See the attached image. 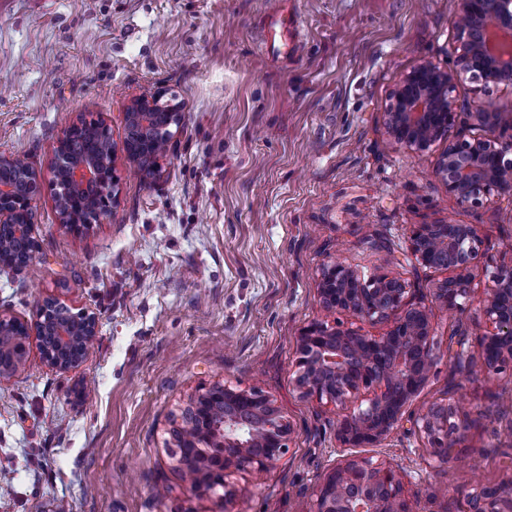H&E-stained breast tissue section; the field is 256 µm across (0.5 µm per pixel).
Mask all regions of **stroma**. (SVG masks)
Returning <instances> with one entry per match:
<instances>
[{
    "label": "stroma",
    "instance_id": "obj_1",
    "mask_svg": "<svg viewBox=\"0 0 512 512\" xmlns=\"http://www.w3.org/2000/svg\"><path fill=\"white\" fill-rule=\"evenodd\" d=\"M456 0H6L0 7V154L42 174L38 253L0 272V313L32 318L54 299L94 313L84 363L58 372L31 347L0 381V512H309L310 492L342 456L337 415L300 396V329L321 311L329 260L387 274L424 301L444 278L415 264V224L477 225L482 259L464 313L435 310L437 371L413 404L461 401L462 436L446 464L401 425L360 454L399 472L418 512H468L485 485L512 483V411L494 420L500 380L454 371L456 342L486 328L481 300L512 264V203L471 207L436 177L442 144L395 146L385 112L423 61L452 68ZM292 13L297 50L265 32ZM165 89L184 106L161 172L140 179L124 155L111 215L79 235L61 226L51 147L77 118L104 120L114 144L129 101ZM462 119L512 109L511 86L460 78ZM270 394L295 433L269 471H237L231 504L186 490L170 431L214 383ZM442 486L428 499V486Z\"/></svg>",
    "mask_w": 512,
    "mask_h": 512
}]
</instances>
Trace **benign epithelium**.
Wrapping results in <instances>:
<instances>
[{
  "mask_svg": "<svg viewBox=\"0 0 512 512\" xmlns=\"http://www.w3.org/2000/svg\"><path fill=\"white\" fill-rule=\"evenodd\" d=\"M452 27L461 44L457 68L442 70L430 62L406 73L394 90L386 112L393 142L425 152L447 137L454 124L451 93L460 75L468 74L483 85H512V0H458ZM165 127H180L183 105L165 99L160 90L133 97L125 111L122 150L144 178L160 171L152 150L159 117ZM473 126L485 131L468 139L448 142L442 152L437 178L448 195L462 205L482 206L495 198L512 197V139L499 141L486 132L505 123L504 111L472 112ZM83 119L73 122L53 145L50 167L56 186L54 197L59 222L80 234L117 206L119 191L112 170L115 146L93 149L70 157L66 143ZM41 173L32 168L24 177L30 192L21 194L0 183V224H13L16 234L39 243L34 236L32 207ZM481 239L473 224H415L410 254L420 266L444 269L448 276L431 288V305L407 300V288L385 274L363 279L341 261L321 265L317 274L320 307L329 314L384 323L379 336L345 328L338 320L314 319L297 338L295 384L301 397L331 405L341 416L337 435L344 448H379L406 421L427 440L432 455L448 462V449L459 434L457 402L433 404L427 412L410 410L414 398L433 374L437 363L433 336V307L462 313L470 300ZM482 310L488 327L476 336L481 357L458 342L455 364L459 370H480L498 376L512 368V266L492 275ZM93 313L45 301L33 320L0 314V380L9 378L28 362L32 341L49 338L53 353L42 361L59 372L77 369L98 337ZM191 419L175 429L178 463L193 471L186 482L194 494L224 490L228 504L237 497L231 473L246 469L268 470L279 461L292 439L294 426L276 401L259 388L215 384L194 397L188 406ZM472 512H512V497L485 487L471 497ZM310 512H416L403 477L381 461L351 456L336 464L314 486Z\"/></svg>",
  "mask_w": 512,
  "mask_h": 512,
  "instance_id": "1",
  "label": "benign epithelium"
}]
</instances>
